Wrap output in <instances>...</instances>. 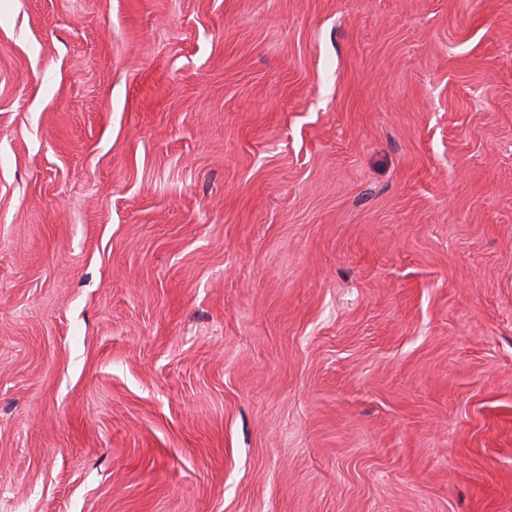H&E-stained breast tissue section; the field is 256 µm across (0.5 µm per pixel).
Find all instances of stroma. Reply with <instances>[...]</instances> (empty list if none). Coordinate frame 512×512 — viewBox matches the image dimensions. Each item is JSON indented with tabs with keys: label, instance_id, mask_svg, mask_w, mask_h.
<instances>
[{
	"label": "stroma",
	"instance_id": "stroma-1",
	"mask_svg": "<svg viewBox=\"0 0 512 512\" xmlns=\"http://www.w3.org/2000/svg\"><path fill=\"white\" fill-rule=\"evenodd\" d=\"M0 512H512V0H0Z\"/></svg>",
	"mask_w": 512,
	"mask_h": 512
}]
</instances>
